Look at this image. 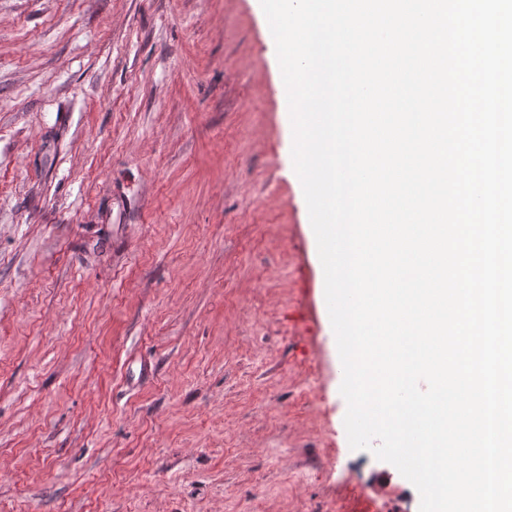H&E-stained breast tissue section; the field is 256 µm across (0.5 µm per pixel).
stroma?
Segmentation results:
<instances>
[{
  "mask_svg": "<svg viewBox=\"0 0 512 512\" xmlns=\"http://www.w3.org/2000/svg\"><path fill=\"white\" fill-rule=\"evenodd\" d=\"M259 0H0V512H419L351 449Z\"/></svg>",
  "mask_w": 512,
  "mask_h": 512,
  "instance_id": "35a3bbf8",
  "label": "stroma"
}]
</instances>
